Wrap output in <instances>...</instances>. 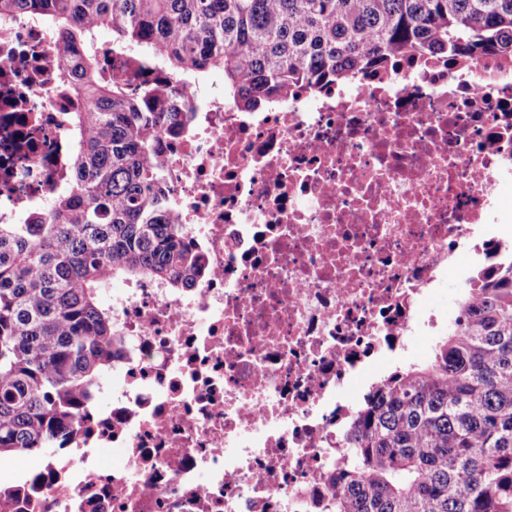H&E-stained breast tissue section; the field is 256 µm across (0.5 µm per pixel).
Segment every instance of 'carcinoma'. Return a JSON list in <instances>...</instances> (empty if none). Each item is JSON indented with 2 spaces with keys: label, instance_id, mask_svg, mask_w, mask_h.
<instances>
[{
  "label": "carcinoma",
  "instance_id": "cac0c4a2",
  "mask_svg": "<svg viewBox=\"0 0 512 512\" xmlns=\"http://www.w3.org/2000/svg\"><path fill=\"white\" fill-rule=\"evenodd\" d=\"M65 33L59 79L75 166L29 224L0 223V462L62 448L112 371L115 278L187 288L208 271L185 240L154 143L188 107L182 81L224 76L260 109L431 51L512 56V0H0ZM166 53L132 94L100 74L98 32ZM319 512H512V254L469 277L432 354L365 395Z\"/></svg>",
  "mask_w": 512,
  "mask_h": 512
}]
</instances>
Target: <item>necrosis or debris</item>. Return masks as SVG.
<instances>
[{"label": "necrosis or debris", "mask_w": 512, "mask_h": 512, "mask_svg": "<svg viewBox=\"0 0 512 512\" xmlns=\"http://www.w3.org/2000/svg\"><path fill=\"white\" fill-rule=\"evenodd\" d=\"M64 38L0 14L1 224L73 167ZM98 54L129 90L147 77L137 53ZM183 92L193 120L156 153L208 275L113 295L111 402L0 512H311L378 361L442 335L429 299L461 252L489 263L507 245L512 57L429 54L263 112ZM501 222L498 224L497 231L504 239L512 243V184L505 186L501 195ZM507 229L508 232L504 233Z\"/></svg>", "instance_id": "1"}]
</instances>
